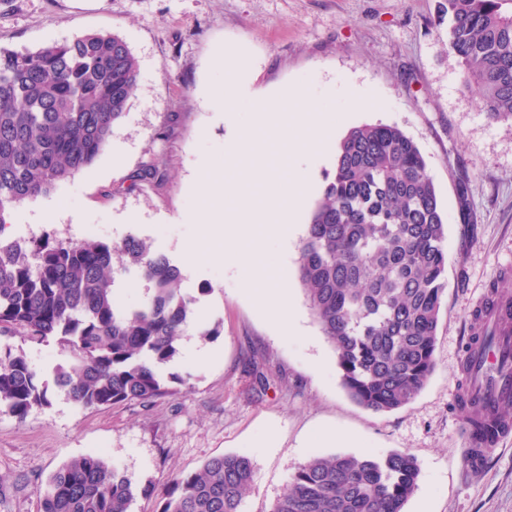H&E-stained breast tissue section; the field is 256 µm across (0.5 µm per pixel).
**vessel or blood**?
<instances>
[{"label": "vessel or blood", "instance_id": "1", "mask_svg": "<svg viewBox=\"0 0 512 512\" xmlns=\"http://www.w3.org/2000/svg\"><path fill=\"white\" fill-rule=\"evenodd\" d=\"M510 335L512 299L505 297L497 304L485 307L480 334L469 351L472 378L467 383V390L478 397L484 410L492 413L502 401L512 397V364L503 359L506 338ZM511 434V422L496 428L480 447L471 449L469 464L481 466L484 459Z\"/></svg>", "mask_w": 512, "mask_h": 512}]
</instances>
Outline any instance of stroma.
<instances>
[{"label":"stroma","instance_id":"35a3bbf8","mask_svg":"<svg viewBox=\"0 0 512 512\" xmlns=\"http://www.w3.org/2000/svg\"><path fill=\"white\" fill-rule=\"evenodd\" d=\"M116 33L140 65L127 115L89 167L48 196L19 209L9 238L42 234L75 240L86 226L97 240L136 237L183 267L181 288L196 297L198 320L221 322L220 336L188 330L171 367L174 395L149 405L83 408L53 393L25 421L0 412V512H37V490L63 464L100 451L135 494L132 512H159L160 489L209 458L236 452L255 466L242 512H269L291 473L311 456L414 455L419 487L404 512H512V441L481 469L466 463L465 413L458 406L465 342L490 282L512 269V126L489 122L465 91L448 47L437 0H0V48L34 50L85 33ZM243 55L253 83L235 113L206 91L223 89L225 55ZM304 86L314 104L340 116L343 129L386 124L414 140L426 159L447 219V290L435 370L415 399L376 414L341 385L335 352L298 279V247L287 253L297 323L281 334L257 308L236 267L218 256L185 258L198 237L203 203L191 189L204 170L232 171L229 131L245 126L253 104L287 86ZM166 170L163 188L134 185L140 167ZM468 171L474 239L460 242L456 185ZM24 347L45 379L66 361L55 339ZM265 359L270 387L257 394L251 356ZM335 440L308 444L314 432Z\"/></svg>","mask_w":512,"mask_h":512}]
</instances>
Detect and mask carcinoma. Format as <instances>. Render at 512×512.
I'll use <instances>...</instances> for the list:
<instances>
[{
	"mask_svg": "<svg viewBox=\"0 0 512 512\" xmlns=\"http://www.w3.org/2000/svg\"><path fill=\"white\" fill-rule=\"evenodd\" d=\"M448 46L464 84L480 92L488 120L512 125V13L501 0H439ZM138 61L115 33L82 34L35 50L0 48V234L26 203L91 165L126 116ZM152 162L134 184L162 187ZM467 172L457 183L462 244L476 234ZM447 225L424 156L392 125L350 129L335 172L308 217L298 277L333 347L349 397L374 413L402 408L432 376L448 252ZM137 271L143 305L121 311L117 277ZM180 268L143 240L70 241L50 235L0 238V333L41 343L56 339L70 360L53 382L24 349L0 347V412L24 421L51 404L52 388L84 408L151 403L174 394L161 369L179 357L194 299L178 288ZM259 391L272 376L250 357ZM479 443L495 421L464 396ZM410 453L314 456L300 465L270 512H403L418 488ZM254 478L246 454L209 459L161 490L160 512H241ZM39 512H132L129 480L98 453L63 464L38 489Z\"/></svg>",
	"mask_w": 512,
	"mask_h": 512,
	"instance_id": "obj_1",
	"label": "carcinoma"
}]
</instances>
